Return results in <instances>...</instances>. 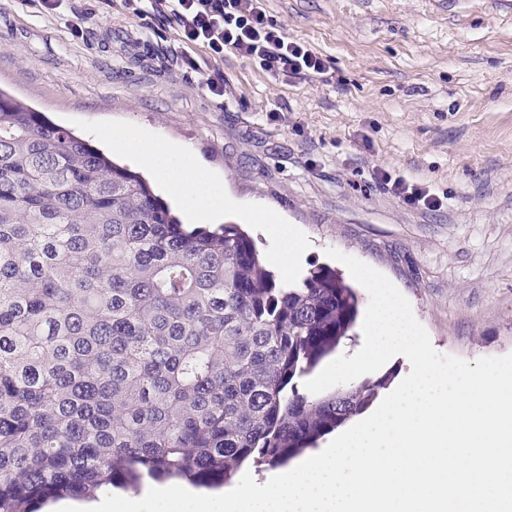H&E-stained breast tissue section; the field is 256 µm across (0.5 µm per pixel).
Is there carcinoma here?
I'll use <instances>...</instances> for the list:
<instances>
[{"label": "carcinoma", "mask_w": 512, "mask_h": 512, "mask_svg": "<svg viewBox=\"0 0 512 512\" xmlns=\"http://www.w3.org/2000/svg\"><path fill=\"white\" fill-rule=\"evenodd\" d=\"M358 314L336 270L276 284L239 225L185 227L0 91V512L288 462L387 383L298 391Z\"/></svg>", "instance_id": "obj_1"}]
</instances>
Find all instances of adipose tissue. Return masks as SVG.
Returning <instances> with one entry per match:
<instances>
[{"label": "adipose tissue", "instance_id": "obj_1", "mask_svg": "<svg viewBox=\"0 0 512 512\" xmlns=\"http://www.w3.org/2000/svg\"><path fill=\"white\" fill-rule=\"evenodd\" d=\"M112 142L136 163L151 170L198 223L221 220L232 201L221 179L201 174L198 160L176 145L159 143L133 128H118Z\"/></svg>", "mask_w": 512, "mask_h": 512}]
</instances>
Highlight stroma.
I'll use <instances>...</instances> for the list:
<instances>
[{"instance_id":"obj_1","label":"stroma","mask_w":512,"mask_h":512,"mask_svg":"<svg viewBox=\"0 0 512 512\" xmlns=\"http://www.w3.org/2000/svg\"><path fill=\"white\" fill-rule=\"evenodd\" d=\"M71 6L59 19L37 0H0V88L117 164L129 160L116 127L192 153L223 179L235 203L224 221L267 269L298 235L292 282L330 265L333 247L385 274L438 352L512 353V17L472 0H264L268 20L324 60L326 83L229 52L187 72L169 21L143 22L121 0ZM215 73L221 100L202 88ZM379 167L428 183L447 209L407 207L375 181Z\"/></svg>"}]
</instances>
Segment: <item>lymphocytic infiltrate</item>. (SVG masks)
Here are the masks:
<instances>
[{"mask_svg":"<svg viewBox=\"0 0 512 512\" xmlns=\"http://www.w3.org/2000/svg\"><path fill=\"white\" fill-rule=\"evenodd\" d=\"M126 12L134 17L161 18L175 22L185 50L178 61L181 68L197 72L195 47L204 48L210 59L233 52L242 58L259 61L265 71L275 75L326 78L323 60L305 45L288 40L266 16L263 0H122ZM376 182L386 193L406 206L421 211L445 208L446 201L430 186L391 174L379 168Z\"/></svg>","mask_w":512,"mask_h":512,"instance_id":"obj_1","label":"lymphocytic infiltrate"}]
</instances>
